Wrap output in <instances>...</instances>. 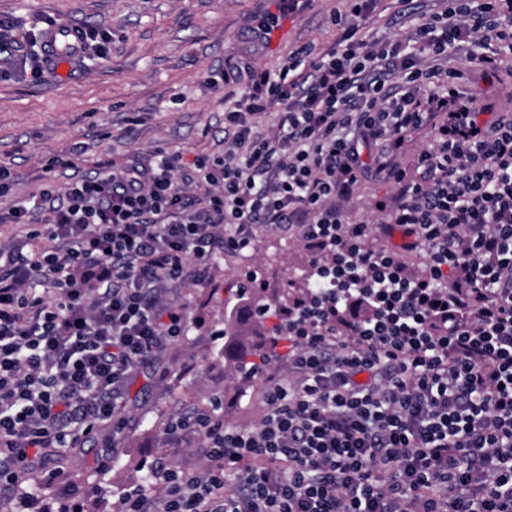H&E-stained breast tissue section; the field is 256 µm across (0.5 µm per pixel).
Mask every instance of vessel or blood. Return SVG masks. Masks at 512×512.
<instances>
[{
    "label": "vessel or blood",
    "instance_id": "1",
    "mask_svg": "<svg viewBox=\"0 0 512 512\" xmlns=\"http://www.w3.org/2000/svg\"><path fill=\"white\" fill-rule=\"evenodd\" d=\"M43 62L57 81L66 82L74 74L76 63L83 54V28L66 22L55 23L40 32Z\"/></svg>",
    "mask_w": 512,
    "mask_h": 512
}]
</instances>
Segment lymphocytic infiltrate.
Wrapping results in <instances>:
<instances>
[{
  "mask_svg": "<svg viewBox=\"0 0 512 512\" xmlns=\"http://www.w3.org/2000/svg\"><path fill=\"white\" fill-rule=\"evenodd\" d=\"M341 35L311 62L248 68L224 113L223 158L197 163L191 200L174 158L47 184L0 223H27L54 250L0 249V482L17 489L38 449L69 448L111 422L135 372L182 336L162 303L186 257L206 265L253 245L257 224L296 225L315 281L283 315L288 375L263 394L253 431L195 412L204 471L148 465L121 512H512V110L464 90L465 52L485 75L512 59V0H447L401 38L366 41L376 0H344ZM281 113L275 132L257 118ZM429 129L413 172L388 171L391 221L424 246L412 272L391 247L364 246L344 210L364 149ZM238 489L224 490L225 471Z\"/></svg>",
  "mask_w": 512,
  "mask_h": 512,
  "instance_id": "obj_1",
  "label": "lymphocytic infiltrate"
}]
</instances>
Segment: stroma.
Instances as JSON below:
<instances>
[{"instance_id":"1","label":"stroma","mask_w":512,"mask_h":512,"mask_svg":"<svg viewBox=\"0 0 512 512\" xmlns=\"http://www.w3.org/2000/svg\"><path fill=\"white\" fill-rule=\"evenodd\" d=\"M342 7V0H288L280 37L253 54L247 38L270 10L269 0H0V18L12 20L19 48L15 76L0 78V165L9 172L0 210L28 201L48 178L61 186L103 167L150 166L167 154L178 156L187 170L197 159L223 157L224 98L238 90L224 84L225 72L247 64L274 68L289 51L304 46L317 55L327 52L339 36L330 19ZM438 8L437 0H379L362 33L369 40L383 31L393 37L396 29L383 24L396 11L425 14ZM47 19L108 31L109 56L87 55L65 84L44 75L20 77L32 52L30 33ZM468 70L466 87L479 102L512 108L511 61L492 79ZM207 75L219 80L220 88L204 83ZM379 199L396 203V188L372 167L349 202L351 219L371 229L366 248L400 249L412 270H422L423 248L406 250L400 228H389L386 214L375 209ZM312 256L293 231L260 224L252 248L224 252L203 278L166 282L161 298L183 312L187 333L133 377L116 403L122 428H93L65 464L38 465L21 493L0 494V506L10 512H53L67 503L81 512L90 506L95 512H120L122 493L154 457H167L183 469L199 467L195 444L167 441L173 419L212 410L227 425L256 429L268 373L287 374L288 354L279 352L245 385L233 383L224 359V319L249 271L257 273L256 287L284 288ZM108 442L116 445L112 461L96 467L94 460Z\"/></svg>"}]
</instances>
